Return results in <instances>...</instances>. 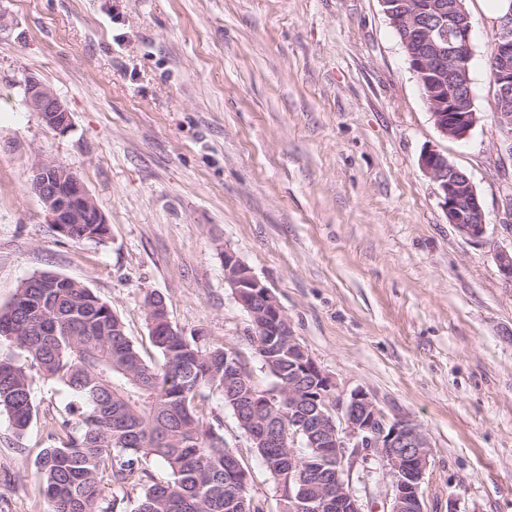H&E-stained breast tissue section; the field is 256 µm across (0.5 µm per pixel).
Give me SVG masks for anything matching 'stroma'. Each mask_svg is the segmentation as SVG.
<instances>
[{
    "label": "stroma",
    "instance_id": "obj_1",
    "mask_svg": "<svg viewBox=\"0 0 512 512\" xmlns=\"http://www.w3.org/2000/svg\"><path fill=\"white\" fill-rule=\"evenodd\" d=\"M480 120L437 132L378 0H0V306L49 271L111 305L146 359L143 302L164 296L174 328L237 352L261 391L274 378L224 282L233 250L276 295L335 397L365 391L430 444L425 512H512V157L487 77L492 0H467ZM49 86L71 129H48L25 81ZM430 149L473 180L481 241L461 236L419 165ZM54 160L83 182L110 228L62 236L30 187ZM16 435L0 417V512H45L33 478L49 413ZM226 447L250 493L280 492L220 397Z\"/></svg>",
    "mask_w": 512,
    "mask_h": 512
}]
</instances>
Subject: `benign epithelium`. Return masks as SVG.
Segmentation results:
<instances>
[{
    "label": "benign epithelium",
    "instance_id": "obj_1",
    "mask_svg": "<svg viewBox=\"0 0 512 512\" xmlns=\"http://www.w3.org/2000/svg\"><path fill=\"white\" fill-rule=\"evenodd\" d=\"M389 19L400 18L412 34V71L426 77L423 98L429 105L435 128L452 140H465L479 121L472 111L468 67L458 60L461 50L471 49L473 24L463 0L433 3L431 0H379ZM493 85L501 104L496 122L507 137L506 151L512 156V12L496 20ZM26 100L41 114L52 131L67 132L72 126L68 108L45 84L30 78ZM420 166L437 188L448 223L473 240L486 231L484 210L471 177L450 163L448 156L430 149L420 158ZM54 173L52 181L42 179L44 170ZM31 187L45 207L49 223L64 231L69 224H104L106 219L82 181L65 165L50 160L36 163ZM502 278L512 284V250L501 249L495 256ZM224 282L233 290L237 303L252 323L271 337L269 345L288 347L290 381L288 410L309 421V429L296 434L309 437L311 447L336 467L334 480L323 483L313 500L304 501L293 493L284 494L281 512H323L336 507L340 512H364L361 498L352 487L350 475L358 455L376 457L382 466V483L387 488L389 512H425L421 487L429 462L430 445L420 427L409 418H389L363 390L331 403L335 383L295 336L288 317L276 296L252 268L235 252L224 249ZM343 413L345 428L334 424L331 408ZM249 437L256 443L288 447L289 436L278 431L269 419L253 418ZM296 452L288 455V483L312 477V470L300 472Z\"/></svg>",
    "mask_w": 512,
    "mask_h": 512
}]
</instances>
